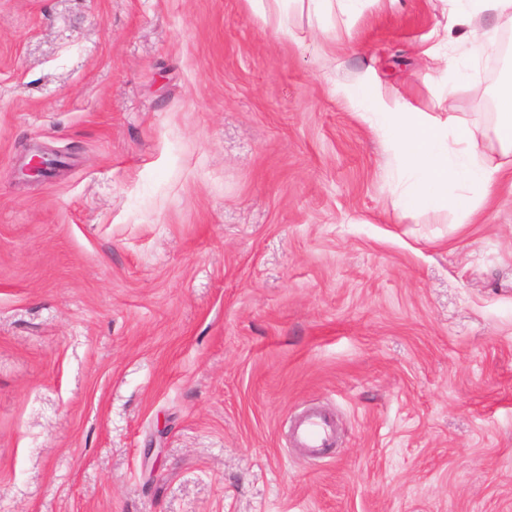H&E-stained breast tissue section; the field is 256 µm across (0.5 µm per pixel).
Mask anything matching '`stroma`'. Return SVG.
<instances>
[{
  "label": "stroma",
  "instance_id": "35a3bbf8",
  "mask_svg": "<svg viewBox=\"0 0 512 512\" xmlns=\"http://www.w3.org/2000/svg\"><path fill=\"white\" fill-rule=\"evenodd\" d=\"M448 8L0 0V512H512V180L402 214L336 93L441 111ZM331 435L329 422L318 413H310L293 426V440L295 446L303 448L309 453H318L326 448Z\"/></svg>",
  "mask_w": 512,
  "mask_h": 512
}]
</instances>
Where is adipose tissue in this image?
<instances>
[{
	"label": "adipose tissue",
	"instance_id": "1",
	"mask_svg": "<svg viewBox=\"0 0 512 512\" xmlns=\"http://www.w3.org/2000/svg\"><path fill=\"white\" fill-rule=\"evenodd\" d=\"M448 24L442 42L447 52L428 54L441 61L447 73H456L477 43L492 45L495 29L482 26L483 16L512 20V0H450ZM339 93L363 121L380 132L398 176V203L403 212L416 210L451 213L455 223L474 221L482 204L492 198L493 176L512 172V78L495 89L498 110L488 129L459 121L454 112H403L370 75L343 84ZM493 137L498 156L487 155L481 141Z\"/></svg>",
	"mask_w": 512,
	"mask_h": 512
}]
</instances>
